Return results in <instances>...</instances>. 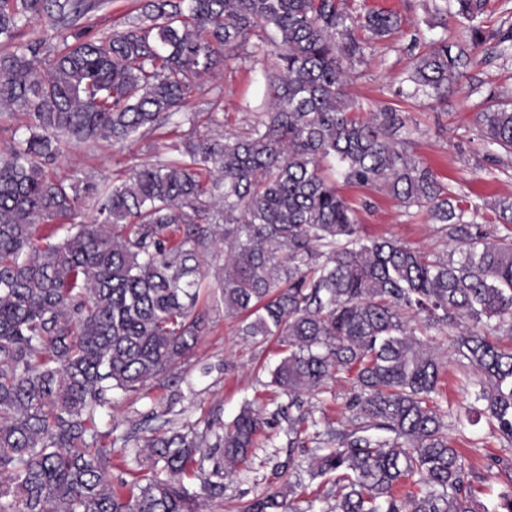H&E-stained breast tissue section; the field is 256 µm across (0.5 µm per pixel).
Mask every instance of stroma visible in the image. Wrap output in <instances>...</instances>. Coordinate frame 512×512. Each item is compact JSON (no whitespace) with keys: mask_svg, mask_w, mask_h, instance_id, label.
Here are the masks:
<instances>
[{"mask_svg":"<svg viewBox=\"0 0 512 512\" xmlns=\"http://www.w3.org/2000/svg\"><path fill=\"white\" fill-rule=\"evenodd\" d=\"M431 4L432 0H350L353 13L391 11L401 17L402 25L383 40L368 43L363 58L352 67L348 93L371 110L393 104L405 112L413 131L410 153L431 167L444 185L465 195L468 203L479 204L477 221L495 238L505 229L491 206L498 198L512 197V158L501 163L486 160L487 148L475 120L490 93L512 91V42H500L497 36L512 26V0H487L481 17L487 39L473 50L471 65L447 101L423 95L404 100L396 91L415 56L431 40L442 36L453 40L460 31L458 17L433 18ZM270 71V64L252 61L225 69L222 77L203 80L193 101L137 143L122 148L106 143L64 145L54 172L62 178L118 181L134 165L174 158L176 147L185 141L242 133L266 109ZM337 188L354 208L361 235L392 236L413 248L445 252L446 245L426 212L405 208L379 187L341 181ZM206 311L207 327L191 354L140 395L115 394L112 415L101 418V425L112 422L122 431L132 428L154 404L169 400L177 391L183 397L172 402V418L200 430L216 414L223 422H231L248 402L267 415L287 404V396L270 384L269 371L282 356L278 342L270 339L257 345L241 336L238 320L225 316L219 299L210 300ZM423 340L446 365L442 395L448 406L458 414L476 407L477 376L458 363L452 332L431 330ZM353 391V381L344 377L329 381L323 393L311 397L317 427L338 429L347 424L346 403ZM448 435L460 449L466 470L476 475L472 484L475 500L494 507L512 485L491 462L512 458V444L500 438L484 418L474 424L451 423ZM315 452L311 445L289 449L288 437L279 425L266 428L247 466L225 477L223 498L201 502V512H242L256 495L286 480L300 484L289 498L291 507L305 512L312 499L318 512H326L334 502L336 486L329 475L311 478Z\"/></svg>","mask_w":512,"mask_h":512,"instance_id":"obj_1","label":"stroma"}]
</instances>
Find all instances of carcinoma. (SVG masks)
I'll list each match as a JSON object with an SVG mask.
<instances>
[{
    "label": "carcinoma",
    "instance_id": "carcinoma-1",
    "mask_svg": "<svg viewBox=\"0 0 512 512\" xmlns=\"http://www.w3.org/2000/svg\"><path fill=\"white\" fill-rule=\"evenodd\" d=\"M485 2L456 0L467 41H431L403 78L412 94L445 99L458 85ZM108 3L0 0V38L12 44L0 53V116L27 119L0 155V512H195L224 496V466L245 463L270 425L251 405L203 431L174 426L166 409L151 411L156 427L115 437L117 427L98 426L114 393L167 375L205 327L210 289L190 241L224 248V315L282 347L270 375L288 397L276 411L288 444L310 417L305 398L353 377L350 428L311 439V475H336L330 512H488L437 400L444 362L417 335L457 331L459 363L479 376L478 399L512 443V347L490 340L512 338V199L493 205L508 233L487 237L469 216L478 206L408 152L401 113L359 116L347 84L366 42L347 0H144L120 30L78 25ZM34 23L56 43L25 38ZM399 24L370 10L362 27L379 40ZM254 36L274 57L264 118L244 136L190 141L176 159L91 185L95 214L82 218L75 186L48 174L60 139L138 141L203 76L237 65ZM476 122L512 155L511 97L492 96ZM330 170L426 210L452 251L361 237ZM38 224L65 234L39 245ZM190 475L200 490L185 485ZM406 483L418 492L400 495ZM295 493L288 481L243 512H286Z\"/></svg>",
    "mask_w": 512,
    "mask_h": 512
}]
</instances>
